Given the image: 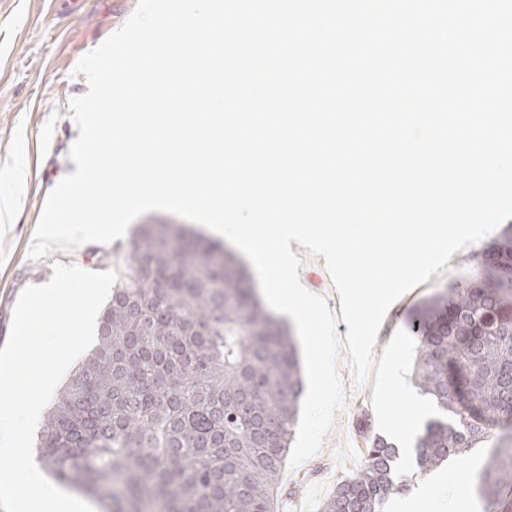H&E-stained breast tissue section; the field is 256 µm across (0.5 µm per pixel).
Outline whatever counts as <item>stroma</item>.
Wrapping results in <instances>:
<instances>
[{
    "instance_id": "1",
    "label": "stroma",
    "mask_w": 512,
    "mask_h": 512,
    "mask_svg": "<svg viewBox=\"0 0 512 512\" xmlns=\"http://www.w3.org/2000/svg\"><path fill=\"white\" fill-rule=\"evenodd\" d=\"M137 0H0V198L16 200L13 213L0 210V347L10 336L14 309L21 292L48 282L55 265H73L97 272L110 269L108 255L124 251L129 237L109 244H84L34 259L30 247L49 192L76 165L70 149L79 135L70 105L88 90L84 75L75 74L80 58L97 48L132 15ZM499 237L491 232L455 252L446 267L403 294L388 310L378 331L374 355H382L395 331L410 329L422 303L453 282L467 279L474 260ZM292 251L301 259L299 281L325 298L333 314L341 302L323 257L299 244ZM343 409L322 439L319 449L280 476L279 512H321L338 483L363 463L366 436H378L372 407L374 380L355 383L346 356L337 359ZM494 440L470 449L463 459H451L424 475L397 476V499L420 512L417 489L454 497L456 512H483L480 476ZM455 481L441 483L442 475Z\"/></svg>"
}]
</instances>
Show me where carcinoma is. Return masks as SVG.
Returning <instances> with one entry per match:
<instances>
[{"instance_id":"cac0c4a2","label":"carcinoma","mask_w":512,"mask_h":512,"mask_svg":"<svg viewBox=\"0 0 512 512\" xmlns=\"http://www.w3.org/2000/svg\"><path fill=\"white\" fill-rule=\"evenodd\" d=\"M468 281L420 308L413 379L441 415L416 438L428 472L501 430L481 473L484 512H512V225ZM99 320L96 345L37 435L51 476L101 512H270L303 380L293 336L236 256L175 224H146ZM364 463L322 512H379L398 450Z\"/></svg>"}]
</instances>
